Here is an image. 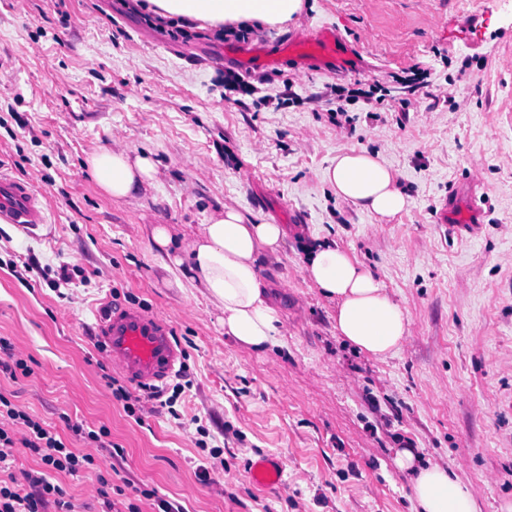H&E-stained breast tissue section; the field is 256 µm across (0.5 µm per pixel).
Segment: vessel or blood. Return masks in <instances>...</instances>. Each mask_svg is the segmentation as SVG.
Returning a JSON list of instances; mask_svg holds the SVG:
<instances>
[{"mask_svg":"<svg viewBox=\"0 0 512 512\" xmlns=\"http://www.w3.org/2000/svg\"><path fill=\"white\" fill-rule=\"evenodd\" d=\"M280 51L303 65L323 62L332 57L337 67H350L359 48L344 49L336 32L321 29L289 38ZM226 58L241 62L244 70H266L275 67V60L262 59L258 48L230 44L224 49ZM481 210L471 206L466 215L455 212L453 204L441 207L437 221L451 224L460 234H474L480 229ZM27 228L44 221V208L30 184L0 173V221ZM95 342L103 357L120 370L137 387H160L166 384L183 361V352L176 343L171 327L160 315L121 306H105L97 315ZM255 484L269 486L279 483L281 467L275 457L258 460L251 465Z\"/></svg>","mask_w":512,"mask_h":512,"instance_id":"1","label":"vessel or blood"}]
</instances>
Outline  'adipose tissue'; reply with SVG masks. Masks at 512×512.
Instances as JSON below:
<instances>
[{
  "label": "adipose tissue",
  "mask_w": 512,
  "mask_h": 512,
  "mask_svg": "<svg viewBox=\"0 0 512 512\" xmlns=\"http://www.w3.org/2000/svg\"><path fill=\"white\" fill-rule=\"evenodd\" d=\"M164 18L195 20L212 27L246 20L270 27L287 25L302 0H149ZM85 164L101 192L126 201L151 187L156 164L148 154L100 149ZM338 199L391 221L407 205L397 172L366 150L339 154L321 171ZM161 268L181 288L195 289L220 314V323L240 349L261 352L277 344L280 318L259 274V262L277 256L287 236L282 225L258 222L233 207L211 214L192 239L178 240L171 226L150 229ZM303 275L334 302L338 335L357 352L383 360L394 356L409 332L408 317L384 284L343 248L315 240ZM395 463L411 476L415 512H477L469 487L451 469L422 462L413 448L395 452Z\"/></svg>",
  "instance_id": "obj_1"
}]
</instances>
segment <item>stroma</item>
<instances>
[{
  "instance_id": "obj_1",
  "label": "stroma",
  "mask_w": 512,
  "mask_h": 512,
  "mask_svg": "<svg viewBox=\"0 0 512 512\" xmlns=\"http://www.w3.org/2000/svg\"><path fill=\"white\" fill-rule=\"evenodd\" d=\"M122 0H0V171L30 181L47 221L0 223V337L29 368L0 393L73 436L107 428L118 475L57 483L77 506L116 512L159 499L183 512H412L396 449L455 471L479 512L512 503V0H303L288 26L255 21L216 37L199 22L158 20ZM469 13L468 25L456 24ZM336 30L345 45L374 34L364 72H316L281 60L251 95L225 92L226 44L273 51L301 32ZM428 85L405 87L410 68ZM387 91L367 102L373 83ZM361 88L340 118L334 86ZM96 149L151 153L154 185L104 197L84 167ZM366 149L397 170L406 208L380 224L339 200L319 174ZM472 191L478 234L438 223L450 191ZM231 206L285 225L279 258L260 262L282 321L276 346L248 352L217 311L168 284L154 224L189 239ZM333 242L370 268L404 308L409 334L381 362L336 333L335 305L304 280L306 247ZM77 270L63 291L30 259ZM165 316L187 384L173 408L128 415L107 386L94 341L101 301ZM281 460L280 485L250 466Z\"/></svg>"
}]
</instances>
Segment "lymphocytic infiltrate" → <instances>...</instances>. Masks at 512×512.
Wrapping results in <instances>:
<instances>
[{
	"instance_id": "1",
	"label": "lymphocytic infiltrate",
	"mask_w": 512,
	"mask_h": 512,
	"mask_svg": "<svg viewBox=\"0 0 512 512\" xmlns=\"http://www.w3.org/2000/svg\"><path fill=\"white\" fill-rule=\"evenodd\" d=\"M23 425L22 435H15V425ZM74 435H87L99 448L98 454L79 451L69 446L59 434L45 427L43 422L17 409L11 400L0 393V473L9 479L0 484V512H76L72 501L67 500L62 487L55 484L57 475L80 476L94 466L97 458L122 456V449L108 441L107 430L84 432L82 425L72 427ZM23 445L39 459L38 469L23 472L21 477L10 474L13 449Z\"/></svg>"
}]
</instances>
